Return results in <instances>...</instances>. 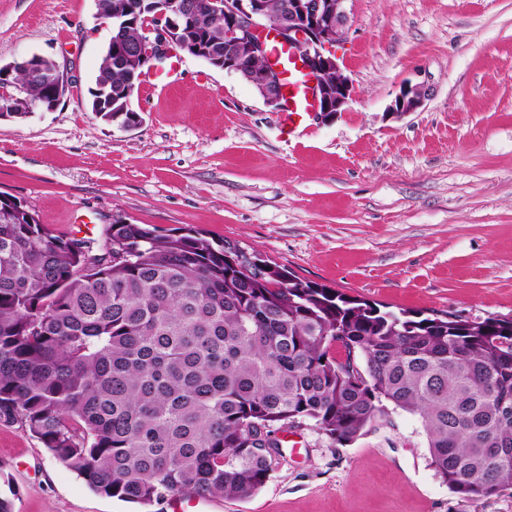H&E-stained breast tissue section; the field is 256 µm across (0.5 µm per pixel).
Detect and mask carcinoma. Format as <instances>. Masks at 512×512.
Wrapping results in <instances>:
<instances>
[{
    "instance_id": "obj_1",
    "label": "carcinoma",
    "mask_w": 512,
    "mask_h": 512,
    "mask_svg": "<svg viewBox=\"0 0 512 512\" xmlns=\"http://www.w3.org/2000/svg\"><path fill=\"white\" fill-rule=\"evenodd\" d=\"M194 2L195 33L224 34V15ZM143 24L112 33L91 99L130 85L117 58ZM11 81L28 103L50 101L28 61ZM237 249L114 223L94 248L1 197L0 418L93 490L142 506L250 498L281 427L311 421L347 445L397 412L418 418L460 500L512 489V318L383 311L278 265L250 276Z\"/></svg>"
}]
</instances>
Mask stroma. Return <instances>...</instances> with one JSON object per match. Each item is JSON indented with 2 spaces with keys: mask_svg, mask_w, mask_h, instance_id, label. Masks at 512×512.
<instances>
[{
  "mask_svg": "<svg viewBox=\"0 0 512 512\" xmlns=\"http://www.w3.org/2000/svg\"><path fill=\"white\" fill-rule=\"evenodd\" d=\"M331 51L353 86L335 119L283 126L238 75L181 54L140 84L132 129L88 89L110 29L94 0H0V62H67L56 108L0 121V191L52 234L98 240L114 219L236 242L300 278L387 309L512 317V0H346ZM427 92L414 112L401 88ZM246 500L215 512H512V490L460 501L415 416L341 446L312 422ZM0 496L14 512H168L90 489L19 422L0 419ZM425 91L419 86H404L392 106L393 112H414L424 101Z\"/></svg>",
  "mask_w": 512,
  "mask_h": 512,
  "instance_id": "stroma-1",
  "label": "stroma"
}]
</instances>
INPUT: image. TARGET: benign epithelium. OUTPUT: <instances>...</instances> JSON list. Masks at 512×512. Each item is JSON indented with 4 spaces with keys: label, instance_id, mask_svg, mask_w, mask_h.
Here are the masks:
<instances>
[{
    "label": "benign epithelium",
    "instance_id": "obj_1",
    "mask_svg": "<svg viewBox=\"0 0 512 512\" xmlns=\"http://www.w3.org/2000/svg\"><path fill=\"white\" fill-rule=\"evenodd\" d=\"M345 0H287L284 12L276 23L268 21L267 0H208L209 10L224 13V56L213 54L184 31V21L191 11L189 0H164L165 8L148 18L153 39H143L126 46L120 63L131 73L144 69L173 54L184 52L216 67L236 74L247 64L263 62L255 75V84L264 102L275 109L285 107V84L280 65L271 57L268 39L286 46L298 60L300 68L310 75V92L314 112L334 117L345 110L352 84L342 72L330 46L344 37L349 27ZM36 62H47L46 73L52 85L55 108L66 94L71 82L66 63L35 54ZM138 88L133 83L123 93V111L130 120L122 127L136 126L140 117L131 109L132 97ZM425 91L419 86L403 87L392 106L394 112H414L424 101Z\"/></svg>",
    "mask_w": 512,
    "mask_h": 512
}]
</instances>
